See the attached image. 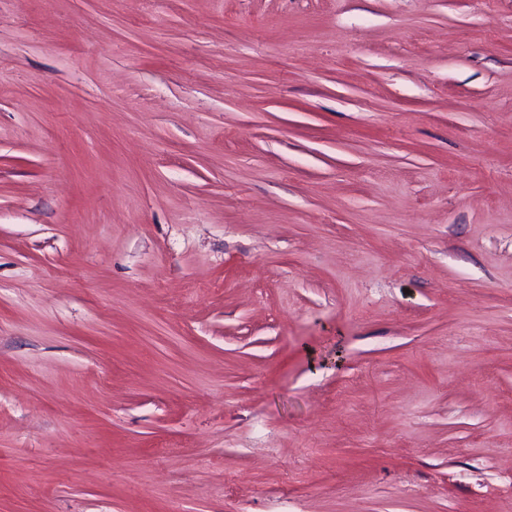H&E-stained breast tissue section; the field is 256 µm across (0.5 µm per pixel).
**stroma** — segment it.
<instances>
[{"instance_id": "obj_1", "label": "stroma", "mask_w": 512, "mask_h": 512, "mask_svg": "<svg viewBox=\"0 0 512 512\" xmlns=\"http://www.w3.org/2000/svg\"><path fill=\"white\" fill-rule=\"evenodd\" d=\"M0 512H512V0H0Z\"/></svg>"}]
</instances>
